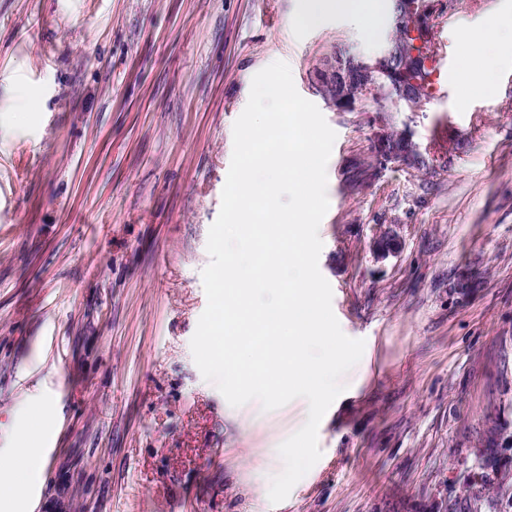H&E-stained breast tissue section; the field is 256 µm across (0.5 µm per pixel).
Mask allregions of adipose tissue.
I'll return each instance as SVG.
<instances>
[{
  "instance_id": "1",
  "label": "adipose tissue",
  "mask_w": 512,
  "mask_h": 512,
  "mask_svg": "<svg viewBox=\"0 0 512 512\" xmlns=\"http://www.w3.org/2000/svg\"><path fill=\"white\" fill-rule=\"evenodd\" d=\"M329 13L355 18L366 39H375L381 32V0H303L292 27L299 30L317 24ZM501 25V20L495 17L466 26L463 39L467 52L462 59L464 78L461 82L464 92H471L474 78H488L500 59L512 54V44L501 36ZM41 430V419H34L24 432L20 447L0 456V507L22 497L32 483L41 457L38 443Z\"/></svg>"
}]
</instances>
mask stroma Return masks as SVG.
Listing matches in <instances>:
<instances>
[{
    "label": "stroma",
    "mask_w": 512,
    "mask_h": 512,
    "mask_svg": "<svg viewBox=\"0 0 512 512\" xmlns=\"http://www.w3.org/2000/svg\"><path fill=\"white\" fill-rule=\"evenodd\" d=\"M301 0H0V451L46 408L56 446L29 512H512L480 497L488 429L512 435V56L485 92L424 111L339 112L313 79L355 19L294 30ZM460 22L512 0H437ZM286 62L336 140L319 270L360 361L318 429L320 460L279 504L273 448L306 401L231 406L190 342L233 125L254 75ZM429 160L373 161L378 127ZM393 231L396 255L373 238ZM472 279L473 289L458 283Z\"/></svg>",
    "instance_id": "stroma-1"
}]
</instances>
